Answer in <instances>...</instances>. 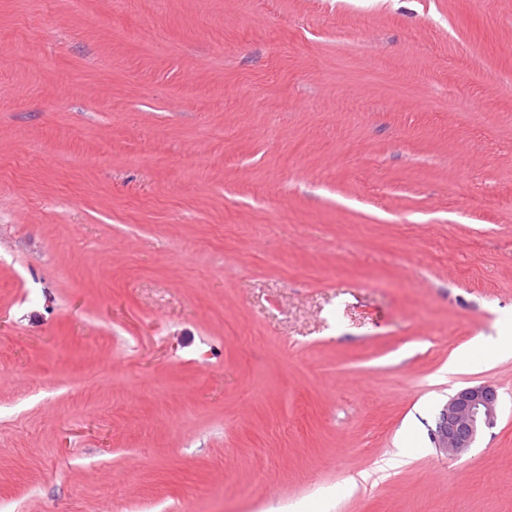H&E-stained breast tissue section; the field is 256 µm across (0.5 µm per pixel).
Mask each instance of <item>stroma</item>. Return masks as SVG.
Wrapping results in <instances>:
<instances>
[{"label":"stroma","mask_w":512,"mask_h":512,"mask_svg":"<svg viewBox=\"0 0 512 512\" xmlns=\"http://www.w3.org/2000/svg\"><path fill=\"white\" fill-rule=\"evenodd\" d=\"M509 333L512 0H0V512H512ZM498 410L495 385L483 383L461 388L440 410L432 439L443 453L460 455L472 448L481 430L496 425Z\"/></svg>","instance_id":"stroma-1"}]
</instances>
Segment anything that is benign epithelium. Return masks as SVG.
I'll return each instance as SVG.
<instances>
[{
	"label": "benign epithelium",
	"instance_id": "7a95c632",
	"mask_svg": "<svg viewBox=\"0 0 512 512\" xmlns=\"http://www.w3.org/2000/svg\"><path fill=\"white\" fill-rule=\"evenodd\" d=\"M499 394L493 384L459 389L440 410L432 439L445 454L460 455L472 447L478 434L496 425Z\"/></svg>",
	"mask_w": 512,
	"mask_h": 512
}]
</instances>
